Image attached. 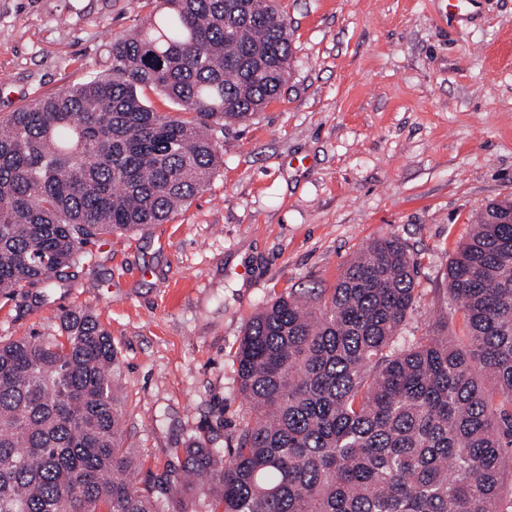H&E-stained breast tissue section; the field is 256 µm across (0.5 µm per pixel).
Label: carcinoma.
Instances as JSON below:
<instances>
[{
    "instance_id": "obj_1",
    "label": "carcinoma",
    "mask_w": 512,
    "mask_h": 512,
    "mask_svg": "<svg viewBox=\"0 0 512 512\" xmlns=\"http://www.w3.org/2000/svg\"><path fill=\"white\" fill-rule=\"evenodd\" d=\"M156 2L112 39L108 73L0 120L1 294L50 288L93 241L168 221L220 164L216 129L285 83L276 0ZM414 270L403 243L377 240L334 288L252 316L236 447L183 449L161 502L130 479L117 351L94 315L68 310L59 338L0 343V512H512V199L485 206L448 264L466 344L433 325L395 345Z\"/></svg>"
}]
</instances>
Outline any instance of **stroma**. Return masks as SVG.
Returning <instances> with one entry per match:
<instances>
[{"label":"stroma","mask_w":512,"mask_h":512,"mask_svg":"<svg viewBox=\"0 0 512 512\" xmlns=\"http://www.w3.org/2000/svg\"><path fill=\"white\" fill-rule=\"evenodd\" d=\"M292 56L276 99L216 139L222 163L148 230L86 248L72 274L0 295V341L50 338L95 314L120 361L136 488L158 497L193 440L235 447L249 406L236 352L277 297L334 287L369 242L417 261L398 344L448 322L466 343L447 268L474 217L512 198V0H278ZM152 0H0V116L108 73L110 46Z\"/></svg>","instance_id":"stroma-1"}]
</instances>
